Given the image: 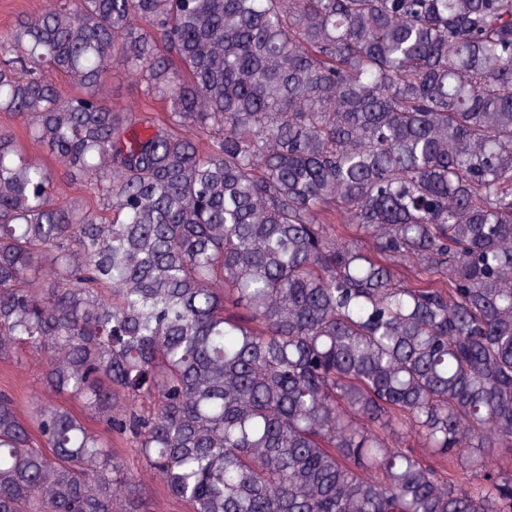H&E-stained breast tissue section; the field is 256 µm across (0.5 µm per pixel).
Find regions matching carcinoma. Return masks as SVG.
<instances>
[{
    "instance_id": "1",
    "label": "carcinoma",
    "mask_w": 512,
    "mask_h": 512,
    "mask_svg": "<svg viewBox=\"0 0 512 512\" xmlns=\"http://www.w3.org/2000/svg\"><path fill=\"white\" fill-rule=\"evenodd\" d=\"M28 358L0 512H512V0L19 13L0 364ZM38 362L24 360L22 364L15 365L12 368L13 376L19 378L27 386V392L32 395H38L41 391L39 381L41 366Z\"/></svg>"
}]
</instances>
